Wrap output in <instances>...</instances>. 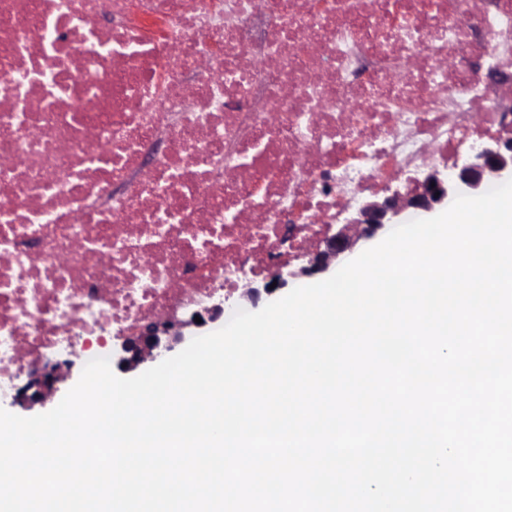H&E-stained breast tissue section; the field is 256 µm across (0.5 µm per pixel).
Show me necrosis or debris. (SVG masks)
<instances>
[{"instance_id": "necrosis-or-debris-1", "label": "necrosis or debris", "mask_w": 512, "mask_h": 512, "mask_svg": "<svg viewBox=\"0 0 512 512\" xmlns=\"http://www.w3.org/2000/svg\"><path fill=\"white\" fill-rule=\"evenodd\" d=\"M512 0H0V398L512 123Z\"/></svg>"}]
</instances>
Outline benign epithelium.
Wrapping results in <instances>:
<instances>
[{
	"mask_svg": "<svg viewBox=\"0 0 512 512\" xmlns=\"http://www.w3.org/2000/svg\"><path fill=\"white\" fill-rule=\"evenodd\" d=\"M509 177L512 178V133L502 131L490 136L465 161L454 164L452 171L432 168L424 180L407 186L403 192L396 189L381 200L360 202L355 217L345 220L339 228L334 224L327 225L320 243L303 252L300 259L306 265L290 270L288 265L277 263L272 266L264 286L259 287L249 280L241 288L239 298L254 303L260 292L273 293L272 284L279 289L299 275L325 272L331 264L350 254L360 239L371 238L385 226L398 223L404 212L410 209L431 212L459 193L475 195L488 184ZM223 315L224 304L219 303L194 311L187 320L171 316L135 325L117 336L112 351L117 367L128 371L145 362L162 360L185 339L184 329L196 325L195 318H200L204 326ZM67 366V361H55L32 370L26 383L17 388L12 404L44 401L54 392L55 385L64 375L63 368Z\"/></svg>",
	"mask_w": 512,
	"mask_h": 512,
	"instance_id": "benign-epithelium-1",
	"label": "benign epithelium"
}]
</instances>
